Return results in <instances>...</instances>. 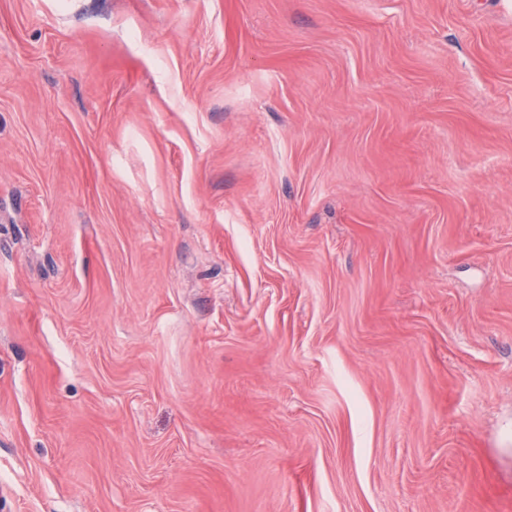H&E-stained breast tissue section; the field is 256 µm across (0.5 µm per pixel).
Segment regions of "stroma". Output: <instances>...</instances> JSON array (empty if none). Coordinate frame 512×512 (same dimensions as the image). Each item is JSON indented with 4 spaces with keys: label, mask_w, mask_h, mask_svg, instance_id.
Segmentation results:
<instances>
[{
    "label": "stroma",
    "mask_w": 512,
    "mask_h": 512,
    "mask_svg": "<svg viewBox=\"0 0 512 512\" xmlns=\"http://www.w3.org/2000/svg\"><path fill=\"white\" fill-rule=\"evenodd\" d=\"M0 512H512V0H0Z\"/></svg>",
    "instance_id": "35a3bbf8"
}]
</instances>
